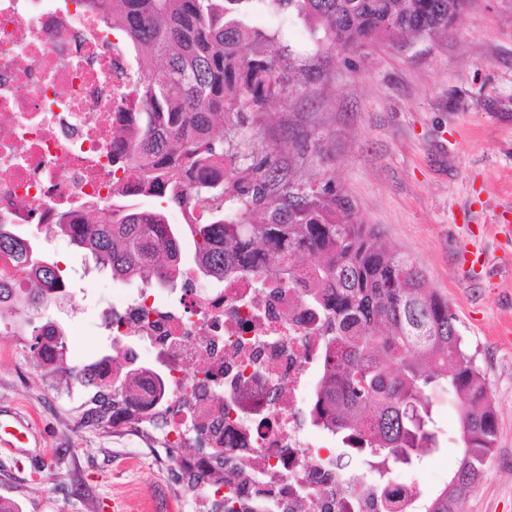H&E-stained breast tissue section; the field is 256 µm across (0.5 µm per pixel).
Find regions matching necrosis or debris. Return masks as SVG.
<instances>
[{"mask_svg":"<svg viewBox=\"0 0 512 512\" xmlns=\"http://www.w3.org/2000/svg\"><path fill=\"white\" fill-rule=\"evenodd\" d=\"M112 30L74 0H0V224L49 225L58 210L112 194ZM131 287L97 298L108 343L88 365L139 379L113 427L137 421L193 474L224 466L198 491L224 512H417L408 482L364 479L298 419L320 376L321 337L301 289L269 297L253 283Z\"/></svg>","mask_w":512,"mask_h":512,"instance_id":"4bbe7bcc","label":"necrosis or debris"}]
</instances>
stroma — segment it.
Returning a JSON list of instances; mask_svg holds the SVG:
<instances>
[{"label": "stroma", "instance_id": "35a3bbf8", "mask_svg": "<svg viewBox=\"0 0 512 512\" xmlns=\"http://www.w3.org/2000/svg\"><path fill=\"white\" fill-rule=\"evenodd\" d=\"M252 25L284 39L303 73L288 97L253 113L254 152L302 145V177H332L355 217L424 272L456 314L466 349L486 379L497 415L495 445L462 512H512V0H470L448 34L343 54L300 19L267 6ZM60 268L81 252L34 224L22 226ZM27 309L0 321V411L34 420L41 440L27 455L0 453V499L16 512H102L115 492L148 494L158 512H191V496L151 438L88 423L92 392L35 369ZM439 448L399 477L426 494L461 457L459 406L431 394Z\"/></svg>", "mask_w": 512, "mask_h": 512}]
</instances>
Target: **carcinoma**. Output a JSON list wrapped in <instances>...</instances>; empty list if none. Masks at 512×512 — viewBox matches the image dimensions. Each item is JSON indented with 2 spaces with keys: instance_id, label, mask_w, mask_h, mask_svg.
<instances>
[{
  "instance_id": "obj_1",
  "label": "carcinoma",
  "mask_w": 512,
  "mask_h": 512,
  "mask_svg": "<svg viewBox=\"0 0 512 512\" xmlns=\"http://www.w3.org/2000/svg\"><path fill=\"white\" fill-rule=\"evenodd\" d=\"M270 2L322 29L341 53L381 42L448 31L469 0H89L99 21L128 49L149 52L117 110L112 138V196L86 222L56 214L53 229L114 280L177 287L183 242L194 247L195 271L222 282L247 278L272 294L301 284L319 320L324 375L313 422L343 445L364 450L375 479L397 459L437 447L429 392L445 383L459 399L463 453L448 483L420 512H461L496 436L486 381L466 352L448 300L424 273L353 219L332 178L302 180L274 152L257 155L244 137L251 113L292 85L290 55L272 51L280 34L244 20L245 7ZM224 135L214 136L216 125ZM228 197L206 222V199ZM149 199L154 205L138 206ZM175 207L182 225L168 221ZM0 254L30 274L21 290L0 280V306H50L64 281L58 263L30 239L0 224ZM51 370L84 387L96 382L63 356ZM125 383L99 395L103 421L119 408Z\"/></svg>"
}]
</instances>
